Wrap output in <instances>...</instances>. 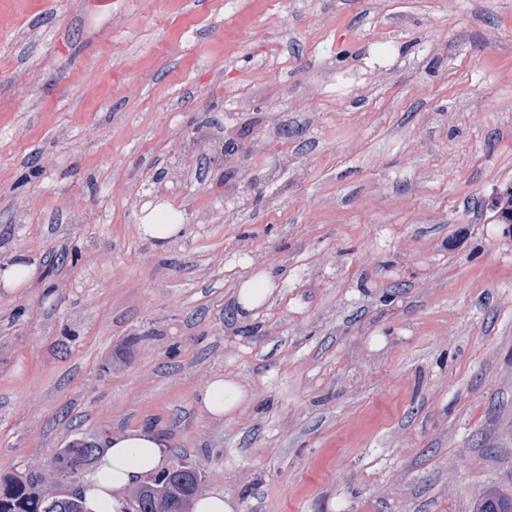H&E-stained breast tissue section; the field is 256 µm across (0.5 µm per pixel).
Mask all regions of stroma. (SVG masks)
<instances>
[{
	"label": "stroma",
	"mask_w": 512,
	"mask_h": 512,
	"mask_svg": "<svg viewBox=\"0 0 512 512\" xmlns=\"http://www.w3.org/2000/svg\"><path fill=\"white\" fill-rule=\"evenodd\" d=\"M201 127L247 166L169 186L154 248ZM507 182L512 0H0V264L38 265L0 292V475L63 496L57 452L150 426L236 512L512 496ZM492 206L497 223L512 224V183H504L498 188ZM182 224H143L141 234L158 249H164L168 241L178 234ZM273 290V282L268 276L246 281L239 290L238 305L244 311H251L262 305ZM243 393L237 384L223 377L210 380L200 395V409L212 418L221 420L239 405Z\"/></svg>",
	"instance_id": "stroma-1"
}]
</instances>
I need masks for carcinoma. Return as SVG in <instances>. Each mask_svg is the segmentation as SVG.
Returning a JSON list of instances; mask_svg holds the SVG:
<instances>
[{"label":"carcinoma","mask_w":512,"mask_h":512,"mask_svg":"<svg viewBox=\"0 0 512 512\" xmlns=\"http://www.w3.org/2000/svg\"><path fill=\"white\" fill-rule=\"evenodd\" d=\"M494 215L499 224H512V183L502 184L492 201ZM91 460L89 450L82 445H69L54 459V470L62 473L75 462ZM201 483L198 473L170 472L157 474L152 478L153 487L139 486L133 494L140 512H168L173 505L189 509L195 491L188 488L186 480ZM39 478L30 474L0 476V512H85L78 495L67 497L63 505L37 489ZM478 512H512V498L495 492H485L480 500Z\"/></svg>","instance_id":"1"}]
</instances>
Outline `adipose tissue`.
Segmentation results:
<instances>
[{"label": "adipose tissue", "mask_w": 512, "mask_h": 512, "mask_svg": "<svg viewBox=\"0 0 512 512\" xmlns=\"http://www.w3.org/2000/svg\"><path fill=\"white\" fill-rule=\"evenodd\" d=\"M242 398L235 382L216 377L203 389L199 406L220 420L231 414ZM166 455L165 442L153 431L131 428L114 434L81 486L89 512H127L128 491L163 466Z\"/></svg>", "instance_id": "obj_1"}]
</instances>
